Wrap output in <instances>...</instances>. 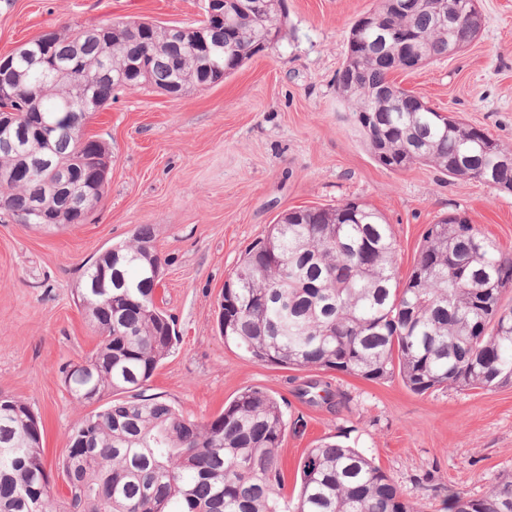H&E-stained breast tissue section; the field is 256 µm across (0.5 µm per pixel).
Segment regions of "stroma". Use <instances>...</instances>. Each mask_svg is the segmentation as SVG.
Wrapping results in <instances>:
<instances>
[{"label": "stroma", "instance_id": "1", "mask_svg": "<svg viewBox=\"0 0 512 512\" xmlns=\"http://www.w3.org/2000/svg\"><path fill=\"white\" fill-rule=\"evenodd\" d=\"M376 0H286L281 37L224 82L177 97L151 87L115 93L86 121L87 135L112 151L101 202L82 224L63 229L0 222V393L27 403L43 425L50 483L67 432L91 407L64 387L61 367L94 349L96 333L74 290L88 262L153 228L164 262L157 295L179 341L147 392L204 422L244 389L281 404L284 495L321 440L356 448L423 512H448V496L481 495L512 473V386L416 395L400 378L375 383L327 371L260 364L225 344L217 326L224 281L246 247L289 210L356 200L379 211L397 244V272L409 275L423 236L444 214L466 215L512 254V194L477 180L441 182L418 165L393 173L362 144L336 77L351 24ZM204 0H0V56L65 26L144 18L197 26ZM484 25L459 53L413 71L400 87L512 145V0H479ZM329 383L336 406L311 405L301 385Z\"/></svg>", "mask_w": 512, "mask_h": 512}]
</instances>
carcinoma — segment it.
<instances>
[{"instance_id": "1", "label": "carcinoma", "mask_w": 512, "mask_h": 512, "mask_svg": "<svg viewBox=\"0 0 512 512\" xmlns=\"http://www.w3.org/2000/svg\"><path fill=\"white\" fill-rule=\"evenodd\" d=\"M377 0L350 27L347 56L336 78L373 159L399 173L417 164L454 179L492 181L512 192V155L483 130L445 116L392 83L399 69L378 38L383 29L412 34L407 45L419 65L458 51L480 33L483 16L471 0ZM272 13L239 17L238 28H199L216 47L205 58L171 30L128 19L51 33L55 61L65 69L16 62L12 93L0 111L19 130L37 122L50 138L53 160L77 168L70 205L54 224L83 221L104 195L97 173L102 142L85 137L86 119L128 88L112 68L130 55L141 61L134 86L164 92L224 81L264 47L241 42L239 31L281 29ZM43 138L0 143V212L27 223L32 200L48 172ZM120 260L92 288L100 259L76 288L97 332L85 362L63 371L75 402L97 408L68 434L92 432V447L70 448L64 512H419L392 478L353 448L323 443L308 450L296 498L280 493L279 448L286 429L279 401L247 388L207 422L144 395L178 335L156 300L162 262L152 227L141 224L111 247ZM218 329L261 364L336 371L368 381L399 377L413 393L438 389L492 390L512 384V255L481 235L460 213L440 216L426 230L406 281L396 273L392 227L378 211L355 201L304 207L269 225L228 277ZM309 403L334 398L328 385L301 389ZM453 512H512V474L479 497L453 495ZM0 512H57L43 458L41 422L33 410L0 394Z\"/></svg>"}]
</instances>
